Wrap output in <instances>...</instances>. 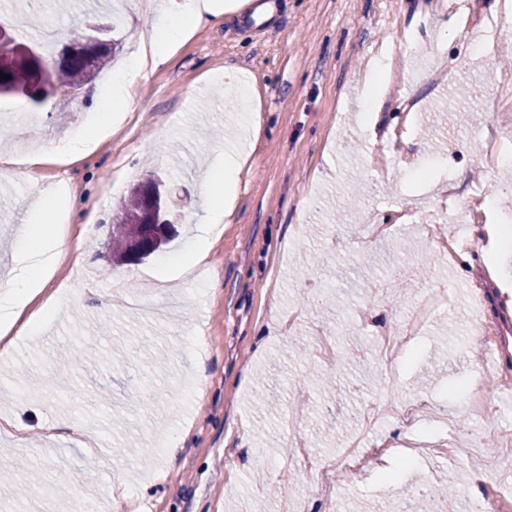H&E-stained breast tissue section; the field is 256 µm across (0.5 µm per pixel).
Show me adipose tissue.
<instances>
[{
    "label": "adipose tissue",
    "mask_w": 512,
    "mask_h": 512,
    "mask_svg": "<svg viewBox=\"0 0 512 512\" xmlns=\"http://www.w3.org/2000/svg\"><path fill=\"white\" fill-rule=\"evenodd\" d=\"M223 21L222 0H183L175 16H146L127 66L113 72L100 96L101 104L87 127L40 147L25 158V165L33 168L54 156L69 161L82 158L103 130L120 123L130 105L129 89L138 75L146 68L166 64L178 43L198 26L218 25ZM244 164L242 153L233 145H225L223 165L209 170L202 184L206 198L202 223H223L231 213ZM53 199V205L38 207L33 213L30 224L15 245L12 277L6 285L0 286V357L4 359L10 358L16 336L34 334L51 314L54 297L47 294L46 285L70 248L54 220L59 211L75 206L71 196L62 190L57 191Z\"/></svg>",
    "instance_id": "ef3b65f1"
}]
</instances>
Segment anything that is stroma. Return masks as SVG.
Instances as JSON below:
<instances>
[{
    "label": "stroma",
    "mask_w": 512,
    "mask_h": 512,
    "mask_svg": "<svg viewBox=\"0 0 512 512\" xmlns=\"http://www.w3.org/2000/svg\"><path fill=\"white\" fill-rule=\"evenodd\" d=\"M17 1L38 20L24 36L71 38L93 17L85 0H0V15ZM273 2L259 24L236 12L197 27L136 80L120 128L78 161L45 162L31 179L0 162V277L38 192L62 186L82 204L57 218L81 248L49 283L60 291L54 314L0 364V418L28 429L23 449L0 430L11 468L0 512H60L78 492L101 512H417L424 499L447 512L448 472L456 512H473L512 488V454L489 462L470 435L476 424L491 441L512 430V393L498 387L512 377V253L498 255L490 225L459 224L471 246L459 269L423 253L420 232L421 213L450 188L458 207L493 191L512 214V163L490 165L479 148L490 127L512 139V112L489 107L512 95V40L491 27L501 0ZM432 46L428 74L415 62ZM381 49L402 70L370 128L365 78ZM222 72L224 89L209 86ZM240 73L259 94L262 129L207 265L188 271L210 157L242 124ZM413 98L423 117L412 122L403 104ZM97 108L93 95L36 113L0 97V153L62 138ZM17 113L37 116L28 139L14 135ZM149 169L166 183L176 234L138 264L112 265V207ZM371 212L387 239L364 242ZM435 296L401 359L378 362L372 337ZM475 307L504 342L492 364L472 352ZM325 327L337 332L327 359L314 342ZM398 394L420 400V412L376 425L358 474L312 489L293 437L310 459L335 457L364 411ZM75 423L93 445L69 439Z\"/></svg>",
    "instance_id": "stroma-1"
}]
</instances>
